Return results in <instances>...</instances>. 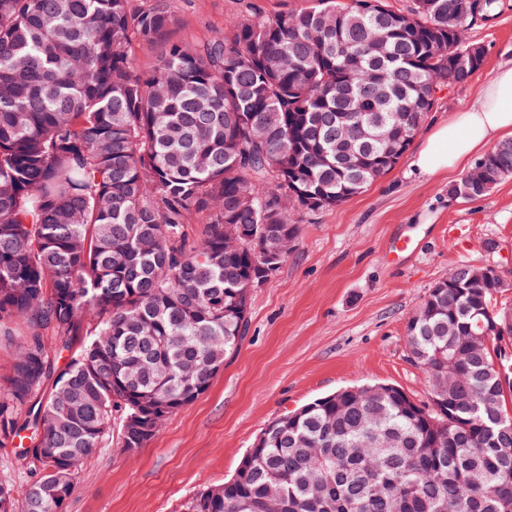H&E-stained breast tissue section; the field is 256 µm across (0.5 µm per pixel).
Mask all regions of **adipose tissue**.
Returning a JSON list of instances; mask_svg holds the SVG:
<instances>
[{
	"label": "adipose tissue",
	"instance_id": "adipose-tissue-1",
	"mask_svg": "<svg viewBox=\"0 0 512 512\" xmlns=\"http://www.w3.org/2000/svg\"><path fill=\"white\" fill-rule=\"evenodd\" d=\"M505 131H512V64L499 66L471 106L425 138L412 159V171L432 176L455 168Z\"/></svg>",
	"mask_w": 512,
	"mask_h": 512
}]
</instances>
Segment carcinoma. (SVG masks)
Segmentation results:
<instances>
[{"label": "carcinoma", "mask_w": 512, "mask_h": 512, "mask_svg": "<svg viewBox=\"0 0 512 512\" xmlns=\"http://www.w3.org/2000/svg\"><path fill=\"white\" fill-rule=\"evenodd\" d=\"M462 4L312 0L173 43L169 0H0V343L14 348L0 442L35 436L24 497L1 477L0 512H62L66 461L114 437L138 450L207 389L275 240L390 172L434 93L483 66L457 67V31L492 23L503 0ZM138 42L164 43L149 72ZM375 125L386 138L359 137ZM478 162L487 182L464 176L448 195L485 197L512 175V138ZM227 224L254 238L235 243ZM464 274L451 268L407 325L410 360L446 400L368 385L318 398L181 512H512V417L495 447L480 418L512 399L491 355L512 345V302ZM475 308L507 330L490 351L464 346Z\"/></svg>", "instance_id": "1"}]
</instances>
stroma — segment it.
<instances>
[{
	"label": "stroma",
	"instance_id": "obj_1",
	"mask_svg": "<svg viewBox=\"0 0 512 512\" xmlns=\"http://www.w3.org/2000/svg\"><path fill=\"white\" fill-rule=\"evenodd\" d=\"M467 40L485 50L469 84L437 93L425 130L471 105L512 59V0ZM307 0H170L174 40L202 42L230 20L306 7ZM389 173L343 204L304 215L275 277L252 292L238 352L208 389L169 415L134 452L112 444L83 464L63 512H177L203 487L231 478L273 420L315 398L369 383L429 397L410 362L407 324L459 264L512 268V177L479 199L452 198L465 168L412 174V141Z\"/></svg>",
	"mask_w": 512,
	"mask_h": 512
}]
</instances>
